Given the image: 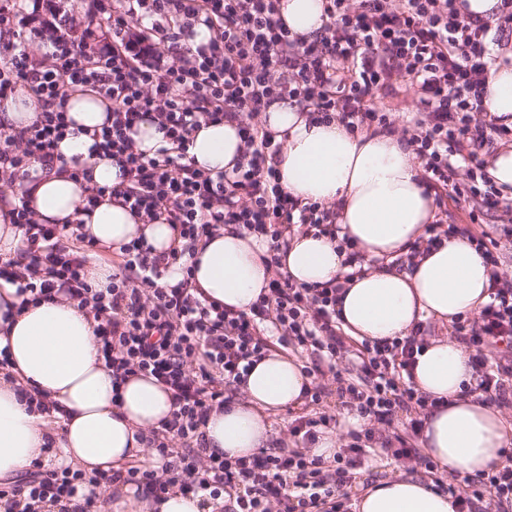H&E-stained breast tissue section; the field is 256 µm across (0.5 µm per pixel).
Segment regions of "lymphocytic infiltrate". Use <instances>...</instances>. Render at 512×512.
<instances>
[{"instance_id": "lymphocytic-infiltrate-1", "label": "lymphocytic infiltrate", "mask_w": 512, "mask_h": 512, "mask_svg": "<svg viewBox=\"0 0 512 512\" xmlns=\"http://www.w3.org/2000/svg\"><path fill=\"white\" fill-rule=\"evenodd\" d=\"M280 6L281 0H90L93 16L112 31L111 41L93 47L68 26L44 32L36 12L0 0V28L12 32L0 45V100L22 91L41 108L32 125L0 129V185L20 187L33 165H53L70 132L66 100L89 87L109 101L112 116L94 132L93 147L116 162L123 180L90 187L88 206L110 197L145 223L169 224L177 233L160 255L141 237L121 246L112 283L99 290L86 279L91 244L85 234L69 224L39 223L21 198L9 212L22 230L21 245L15 255L0 254V278L37 299L61 295L89 307L113 384L149 375L170 392V419L146 438L160 468L132 462L113 481L157 499L174 489L214 500L231 494L233 512H350L347 488L366 453L361 442L390 428L382 453L423 469L456 512H473L483 499L494 512H512V449L500 452L505 466L459 487L417 446L430 401L413 381L427 344L423 333L352 341L336 310L340 282L298 286L280 273L284 231L301 224L332 236L336 214L285 191L277 168L282 146L261 121L283 103L301 107L316 123L337 121L350 132L373 134L389 130L388 99L397 86L414 88L408 144L424 168L425 189L436 201L467 203L469 221L434 220L411 254L456 235L474 242L490 270V300L476 317L453 322L451 335L472 351L470 392L512 408V281L471 227L482 211L512 210V201L492 189L480 157L493 138L512 137V127L482 119L494 64L488 26L462 18L454 0H325L328 21L310 38L289 32ZM201 26L211 37L197 45ZM43 37L52 52L31 55L29 43ZM146 118L166 141L152 157L133 139ZM224 120L238 127L242 161L228 173L196 168L188 158L192 133ZM227 224L269 241L267 264L276 270L246 312L207 300L192 284L195 242ZM174 267L181 277L172 283L167 275ZM270 328L278 330L279 344L310 359L304 372L315 380L306 392L312 408L294 419L291 435L312 443L333 422L319 409L326 376L365 424L333 459L285 448L231 459L207 448L203 426L211 411L231 402L229 386L244 382L269 352ZM96 483L78 470L37 471L11 494L20 512H42L76 496L81 502L72 512H91Z\"/></svg>"}]
</instances>
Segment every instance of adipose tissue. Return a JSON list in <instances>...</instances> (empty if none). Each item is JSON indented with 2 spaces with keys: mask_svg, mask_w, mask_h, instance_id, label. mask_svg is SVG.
<instances>
[{
  "mask_svg": "<svg viewBox=\"0 0 512 512\" xmlns=\"http://www.w3.org/2000/svg\"><path fill=\"white\" fill-rule=\"evenodd\" d=\"M282 16L291 33L313 36L327 17L324 0H282ZM107 102L92 89L73 92L66 112L74 132L59 144L60 160L37 170L36 180L21 191L42 224L82 221L84 232L102 249L118 251L145 237L156 252H166L176 236L171 225L145 224L128 208L104 199L85 210L87 185L119 183L111 158L92 154L91 131L107 118ZM487 108L512 122V67L492 68L487 80ZM265 127L282 141L278 169L284 189L302 203L335 208L341 234L350 237L365 260L360 267L336 242L313 231L294 228L281 270L296 285H320L346 279L348 290L339 306L343 328L358 339L405 337L427 320L452 323L476 315L488 303L489 269L467 239L453 237L430 251L416 266L398 270L395 262L424 233L435 215L417 173L415 155L397 136L350 133L342 124L310 123L299 107H272ZM236 124L215 122L193 135L189 155L203 171L231 170L240 156ZM82 176H75V169ZM263 239L227 225L194 246L193 283L227 308L249 310L268 284L271 271L262 256ZM96 320L79 302L58 298L21 305L15 285L0 281V349L8 348L10 366L0 373V480L20 476L43 457L48 435L41 416L28 412L25 389H38L62 411L64 436L58 463L93 473H111L139 460L158 461L143 437L169 419L170 394L154 378L141 375L112 385L95 329ZM472 380L468 352L445 338L430 340L414 368L416 387L445 404L428 410L423 446L441 466L470 476L499 461L500 448L512 444V423L499 410L464 394ZM309 380L300 363L271 351L254 364L242 385L244 401L212 412L203 432L209 449L236 458L265 447L272 433L269 417L300 406ZM357 512H454L448 496L430 483L403 477L366 489ZM108 512H211L201 498L173 490L163 500L135 496L116 486Z\"/></svg>",
  "mask_w": 512,
  "mask_h": 512,
  "instance_id": "1",
  "label": "adipose tissue"
}]
</instances>
